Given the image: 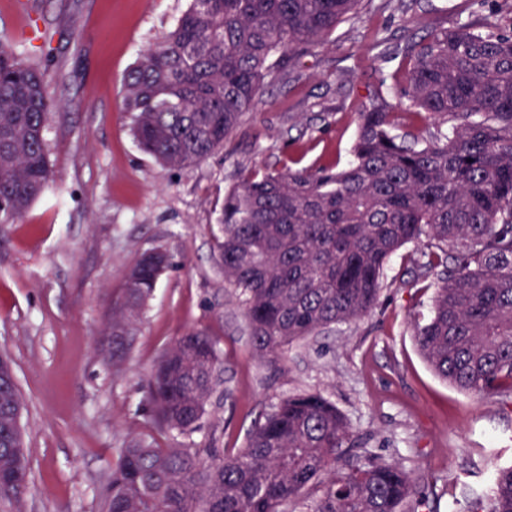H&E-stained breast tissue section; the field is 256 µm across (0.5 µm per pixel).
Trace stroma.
Returning <instances> with one entry per match:
<instances>
[{"label": "stroma", "instance_id": "35a3bbf8", "mask_svg": "<svg viewBox=\"0 0 512 512\" xmlns=\"http://www.w3.org/2000/svg\"><path fill=\"white\" fill-rule=\"evenodd\" d=\"M190 0H0V38L46 69L60 106L45 129L53 180L16 222L0 225V354L23 401L31 492L22 512H99L121 448L245 447L256 420L283 398L320 392L361 448L412 471L439 512L462 486L482 488L512 463V409L439 379L411 319L436 278L417 279L415 245L391 258L377 306L289 347L282 363L254 356L246 321L224 285L219 210L240 171L345 163L371 64L398 71L412 32L485 17L506 24L512 0H361L309 53L287 57L223 149L181 169L140 151L122 109L124 79L142 48L169 31ZM38 24L49 44L31 40ZM171 265L137 322L120 368L100 351L111 300L140 255ZM206 331L219 383L191 435L153 427L145 395L168 344Z\"/></svg>", "mask_w": 512, "mask_h": 512}]
</instances>
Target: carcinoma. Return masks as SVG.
I'll list each match as a JSON object with an SVG mask.
<instances>
[{
    "mask_svg": "<svg viewBox=\"0 0 512 512\" xmlns=\"http://www.w3.org/2000/svg\"><path fill=\"white\" fill-rule=\"evenodd\" d=\"M361 0H191L173 29L128 72L123 105L138 147L180 168L200 162L251 109L279 53L301 55ZM405 54V83L375 65L377 85L358 112L348 163L249 170L224 198L218 242L249 343L271 365L288 347L379 300L392 255L414 243L419 276H437L429 313L413 323L433 372L478 397L512 398V33L472 21L426 25ZM46 71L0 41V224L22 216L52 181L44 144L57 107ZM397 99L395 112L386 103ZM435 128L422 141L419 125ZM168 256L144 252L112 300V365L124 359ZM218 355L209 334L172 340L147 391L154 425L190 435L213 393ZM21 408L0 365V472L29 474L24 443L5 420ZM350 426L308 392L281 400L246 447L206 462L198 448L137 440L119 452L102 512H423L427 501L401 463L349 453ZM320 495L307 501L308 489ZM30 480L0 492L19 508ZM463 512H512V465L493 469Z\"/></svg>",
    "mask_w": 512,
    "mask_h": 512,
    "instance_id": "carcinoma-1",
    "label": "carcinoma"
}]
</instances>
